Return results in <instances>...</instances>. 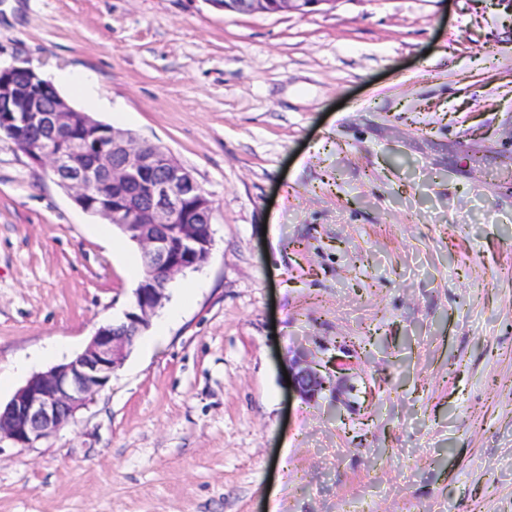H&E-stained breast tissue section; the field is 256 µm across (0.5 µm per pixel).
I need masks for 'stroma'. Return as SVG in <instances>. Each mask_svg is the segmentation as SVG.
Returning a JSON list of instances; mask_svg holds the SVG:
<instances>
[{
	"mask_svg": "<svg viewBox=\"0 0 512 512\" xmlns=\"http://www.w3.org/2000/svg\"><path fill=\"white\" fill-rule=\"evenodd\" d=\"M12 65L81 111L57 75L92 77L214 242L74 424L0 444V512H512V0H0ZM142 266L0 136V401ZM344 343L338 393L288 387ZM337 0H206L222 12L251 15L255 13L278 14L294 12L301 15L312 13L322 5L333 6Z\"/></svg>",
	"mask_w": 512,
	"mask_h": 512,
	"instance_id": "35a3bbf8",
	"label": "stroma"
}]
</instances>
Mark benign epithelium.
Wrapping results in <instances>:
<instances>
[{"instance_id":"benign-epithelium-1","label":"benign epithelium","mask_w":512,"mask_h":512,"mask_svg":"<svg viewBox=\"0 0 512 512\" xmlns=\"http://www.w3.org/2000/svg\"><path fill=\"white\" fill-rule=\"evenodd\" d=\"M222 12L306 15L336 0H205ZM43 78L31 67L0 68V135L49 168L55 182L83 211L115 226L136 243L151 270L134 291L124 320L100 326L70 360L31 376L0 406V443L33 448L72 423L111 380L134 339L150 326L175 276L205 265L213 246V204L194 174L167 149L90 121L60 97H44ZM100 188L98 199L89 189ZM297 392L316 398L333 381L295 362Z\"/></svg>"}]
</instances>
